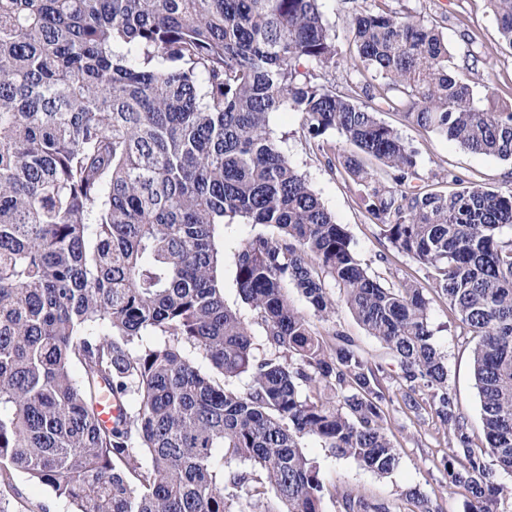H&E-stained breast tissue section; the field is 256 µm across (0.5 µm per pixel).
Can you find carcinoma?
<instances>
[{"label": "carcinoma", "instance_id": "1", "mask_svg": "<svg viewBox=\"0 0 512 512\" xmlns=\"http://www.w3.org/2000/svg\"><path fill=\"white\" fill-rule=\"evenodd\" d=\"M319 2L0 0V471L77 512H322L302 443L391 473L399 391L416 417L447 427L466 512H512L498 482L512 474V188L450 170L451 189L435 187L379 118L398 112L511 160L512 100L489 87L478 106L439 27L394 0L355 13L351 78L325 84L340 57ZM486 2L512 48V0ZM288 108L425 280L385 285L362 265L273 135L270 115ZM236 221L274 230L237 251L252 323L224 302L215 245L217 226ZM291 288L325 323L347 308L400 373L334 328L324 340ZM429 289L478 338L484 453L448 388ZM242 374L245 392L231 385ZM105 391L123 408L111 427L99 419ZM136 448L148 466L134 465ZM232 462L245 467L225 470ZM405 497L435 512L420 490ZM342 509L393 512L352 493Z\"/></svg>", "mask_w": 512, "mask_h": 512}]
</instances>
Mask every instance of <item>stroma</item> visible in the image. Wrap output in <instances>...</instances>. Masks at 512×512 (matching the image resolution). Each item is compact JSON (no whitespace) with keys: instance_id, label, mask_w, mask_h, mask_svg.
<instances>
[{"instance_id":"1","label":"stroma","mask_w":512,"mask_h":512,"mask_svg":"<svg viewBox=\"0 0 512 512\" xmlns=\"http://www.w3.org/2000/svg\"><path fill=\"white\" fill-rule=\"evenodd\" d=\"M371 4L372 0H321V11L342 56H349L353 50L350 27L355 11L370 8ZM395 6L424 21L438 23L454 66L465 70L476 98H483L490 87L497 88L503 97H512V48L502 39L486 0H396ZM470 33L477 35L479 44L475 47L485 58L484 65L472 71L466 68L467 55L474 47L466 39ZM380 118L418 149L422 176L432 178L450 169L467 181L502 190L512 187V160L471 153L409 125L396 112L381 113ZM270 127L290 161L335 214L337 223L346 226L360 259L370 271L390 282L422 277L423 271L414 259L379 240L376 225L358 204L353 183L344 174L326 167L324 158L303 132L297 112L288 109L273 113ZM269 232V227L261 224H227L216 230V242L224 253V301L248 320L253 312L241 300L234 282L236 253L244 240ZM452 318L447 302L431 296L433 341L447 359L448 386L468 422L473 449L481 452L486 440L472 360L476 341L455 328ZM387 428L391 442L399 450L400 464L384 476L355 459L331 457L318 440L304 441V453L320 467L324 484L322 512H342L341 496L347 491L407 512L405 494L414 488L426 493L440 512H465L466 492L448 484V432L439 421L428 414L415 418L398 399L389 409ZM0 512H75V506L57 497L49 487L34 484L26 474L11 470L0 475Z\"/></svg>"}]
</instances>
